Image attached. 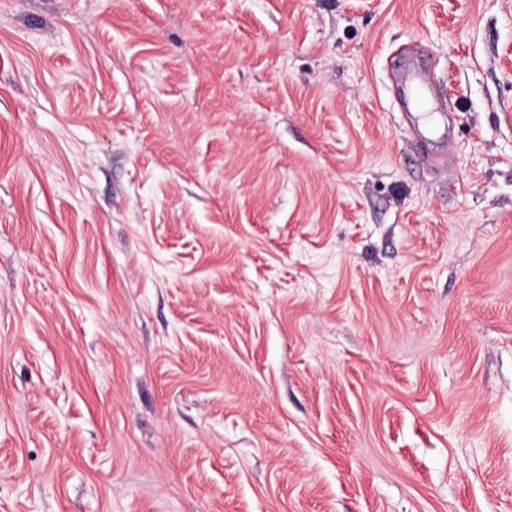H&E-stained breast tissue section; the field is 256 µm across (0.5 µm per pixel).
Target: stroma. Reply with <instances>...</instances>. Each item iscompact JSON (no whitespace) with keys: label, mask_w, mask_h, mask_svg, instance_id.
Listing matches in <instances>:
<instances>
[{"label":"stroma","mask_w":512,"mask_h":512,"mask_svg":"<svg viewBox=\"0 0 512 512\" xmlns=\"http://www.w3.org/2000/svg\"><path fill=\"white\" fill-rule=\"evenodd\" d=\"M0 512H512V0H0ZM402 59H399L396 67L405 85H411L418 99L425 102L428 91V75L425 68L420 65L418 51H402Z\"/></svg>","instance_id":"35a3bbf8"}]
</instances>
